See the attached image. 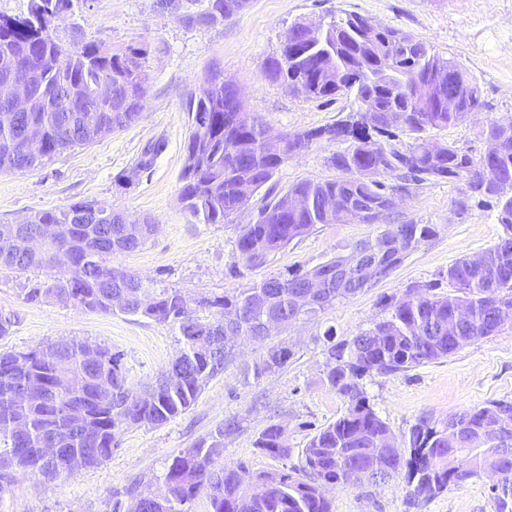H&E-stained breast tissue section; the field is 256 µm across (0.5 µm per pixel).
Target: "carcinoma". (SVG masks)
<instances>
[{
    "label": "carcinoma",
    "mask_w": 512,
    "mask_h": 512,
    "mask_svg": "<svg viewBox=\"0 0 512 512\" xmlns=\"http://www.w3.org/2000/svg\"><path fill=\"white\" fill-rule=\"evenodd\" d=\"M71 0H31L23 18L0 16V77L14 63L24 66L29 90L39 102L22 123L0 125V171L37 168L64 151L92 143L90 134L106 126L122 130L141 115L147 96L150 58L148 50L133 44L105 47L86 42L69 51L48 24V13L62 12ZM249 0H208L197 21L214 24L243 12ZM305 24H294L288 36L297 52L286 59L273 57L265 77L287 82L286 71L305 75L297 93L308 99L354 96L368 102L371 112H350L332 124L307 130L300 137L282 132L272 141L268 126L244 111L240 89L211 85L205 79L202 95L189 102L192 128L181 171L180 200L194 219L204 224H233L248 210L255 221L241 225L236 241L242 264L263 266L292 241L319 224H381L382 212L393 207L397 188L383 177L396 171L407 185L446 180L463 188L455 200L458 213L472 198L498 201V223L503 233L486 253L495 256L489 269L472 267L467 257L448 267L451 292H436L437 282L406 289L388 303V316L356 335L328 346L323 381L345 404V412L320 429L308 441L301 461L288 471L250 474L242 464L219 463L224 436L231 427H218L172 458L165 479L167 495L129 490L128 512H185L183 506L198 494L210 498L213 512H333L326 486H350L362 482L386 483L406 470L407 493L413 500L428 501L495 470L506 487L494 491L498 512L512 509V427L506 434L494 429L498 422L512 423V402L495 401L467 410L456 419L469 436L457 445L448 439V423L423 417L412 427L407 441L409 459L398 445L386 455L374 457L369 448L395 440L388 425L377 415L365 388L372 375L405 372L447 358L468 345L501 332L495 319L500 306L512 308V119L493 120L486 137L497 143L494 155L475 158L453 143L418 137L429 129H444L466 121L482 106L481 91L456 60L432 51L424 42L392 26L373 27L367 18L349 14L321 25L324 36L316 43L301 41ZM461 95V111L440 107L448 94ZM34 125L43 133L44 154L36 163L16 151L24 129ZM416 135L397 145L391 129ZM337 132L346 148L327 159L338 176L324 181L304 180L284 192L271 184L276 172L291 157L321 142L323 130ZM263 196H258V193ZM91 206L80 201L62 210L35 213L28 229L42 237L45 254L28 255L23 240H0V269L53 271L50 282L26 292V300L55 298V285L65 283L74 304L93 312L114 313L167 324L178 332L183 356L176 378L142 392L132 390L121 364V355L99 347L101 360L84 361L85 340L56 341L38 349L0 354V495L8 491L19 472H32L48 481L69 474V458L79 455L95 466L112 454L122 432L132 426H161L189 409L207 383L224 370L233 356L232 340L224 333V321L234 313L232 335L264 344L269 337L260 328L267 310L257 300L268 292L279 296L272 306L283 320L294 315L292 296L311 278L336 267V258L289 279L266 278L221 296L190 298L179 290H152L129 273L126 280L150 298L143 305L131 301L115 307L110 288L116 266L112 258L130 253L156 232L152 219L143 224H122V212L112 213L110 224H81L72 215ZM69 235L71 264L55 266L60 225ZM411 242L394 249L384 259L392 272L421 243L436 234L435 225L412 218L403 221ZM364 291L353 284L338 291L331 282L324 302L310 310L311 321L337 304ZM465 309L469 321L453 336L448 321ZM25 366H14L17 357ZM290 351L267 348L253 374L260 378L286 365ZM31 388H42L46 397L32 403L25 398ZM80 407L85 418L72 421L70 411ZM60 443L65 451L48 456L44 448ZM262 453L286 458L291 452L285 430L268 424L255 440Z\"/></svg>",
    "instance_id": "carcinoma-1"
}]
</instances>
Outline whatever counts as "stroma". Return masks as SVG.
I'll list each match as a JSON object with an SVG mask.
<instances>
[{"label":"stroma","mask_w":512,"mask_h":512,"mask_svg":"<svg viewBox=\"0 0 512 512\" xmlns=\"http://www.w3.org/2000/svg\"><path fill=\"white\" fill-rule=\"evenodd\" d=\"M208 0H183L180 8L161 0H72L54 23L68 50L94 41L108 47L136 41L151 49L150 80L140 118L123 130L76 146L30 171L0 172V224L38 211L98 202L130 218L151 217L158 229L138 251L115 265L151 288H172L197 298L248 287L269 276L287 277L347 253L355 242L379 232L376 224H321L293 241L264 266L244 268L235 224H204L192 218L179 198L184 146L189 132L188 102L199 96L206 77L222 73L245 93L247 111L276 132L298 133L331 124L355 111L352 97L308 99L265 78L264 65L279 55L288 29L299 21H329L348 13L411 33L436 53L456 59L477 82L483 106L460 125L428 131L480 157L483 134L494 119L512 118V0H251L232 19L212 25L187 21ZM160 144L150 168L133 182L124 176L145 146ZM337 143H324L293 156L273 178L278 190L306 180L335 178L328 157ZM458 184L424 182L396 194L395 214L435 225L437 234L412 251L391 274L350 297L320 320L294 325L280 335L292 356L275 374L255 379L253 366L264 354L259 344L238 343L234 358L211 379L188 410L160 427L126 429L117 448L100 464L58 481L17 474L0 496V512H128L125 489L140 482L156 494L166 491L165 475L174 455L193 447L229 421L238 430L224 439V461L249 471H283L297 465L318 429L340 417L345 406L322 374L328 338L343 340L385 317L383 299L414 284L438 281L463 256L494 245L503 232L495 202L471 199L465 213L453 202ZM48 272L0 270V314L11 316L10 336L0 352L27 351L78 338L121 354L133 388L153 381L175 357L178 336L167 325L119 313L90 312L70 302H30L25 293ZM366 390L377 414L397 441L406 440L422 416L446 422L454 414L493 401H512V329L480 340L458 353L407 372L368 378ZM276 422L286 429L288 457L261 453L258 434ZM492 480L482 477L421 504L408 506L403 479L329 488L334 512H496Z\"/></svg>","instance_id":"1"}]
</instances>
